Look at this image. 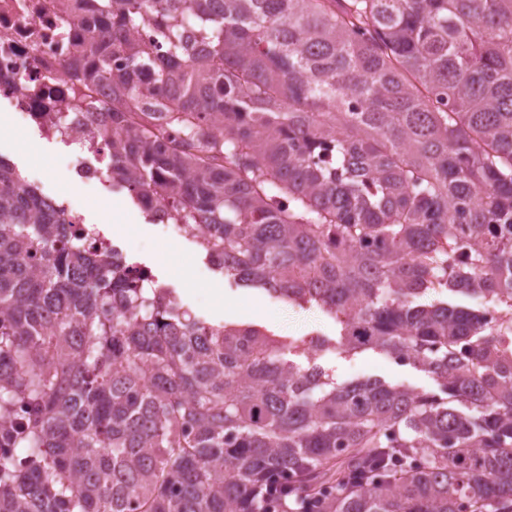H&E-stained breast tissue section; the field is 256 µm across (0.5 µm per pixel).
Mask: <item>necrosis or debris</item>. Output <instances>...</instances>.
Returning <instances> with one entry per match:
<instances>
[{
	"mask_svg": "<svg viewBox=\"0 0 512 512\" xmlns=\"http://www.w3.org/2000/svg\"><path fill=\"white\" fill-rule=\"evenodd\" d=\"M108 27L96 0H0V110L34 122L46 138L80 149L85 159L73 173L90 187L103 182V163L112 153V84L76 81L66 62L77 47L90 55L93 67L125 68L124 52L104 59L94 54ZM49 204L64 212L87 245L126 260L125 242L85 224L74 200L53 198Z\"/></svg>",
	"mask_w": 512,
	"mask_h": 512,
	"instance_id": "obj_1",
	"label": "necrosis or debris"
}]
</instances>
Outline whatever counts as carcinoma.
Returning a JSON list of instances; mask_svg holds the SVG:
<instances>
[{
	"label": "carcinoma",
	"mask_w": 512,
	"mask_h": 512,
	"mask_svg": "<svg viewBox=\"0 0 512 512\" xmlns=\"http://www.w3.org/2000/svg\"><path fill=\"white\" fill-rule=\"evenodd\" d=\"M110 48L112 122L162 114L186 147L113 134L112 187L152 221L160 189L236 285L442 395L338 384L326 339L199 320L0 156V512H512V321L448 301L512 309V0H112ZM138 41L141 46L148 47L155 56L166 54V45L163 42L159 29L152 23H143L137 32Z\"/></svg>",
	"instance_id": "cac0c4a2"
}]
</instances>
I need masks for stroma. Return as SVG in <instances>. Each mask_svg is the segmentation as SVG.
<instances>
[{
    "label": "stroma",
    "instance_id": "obj_1",
    "mask_svg": "<svg viewBox=\"0 0 512 512\" xmlns=\"http://www.w3.org/2000/svg\"><path fill=\"white\" fill-rule=\"evenodd\" d=\"M0 155L9 159L44 195L72 196L82 208L86 223L98 225L107 236L111 235L112 227L100 221V198L111 195L113 203L124 209L129 222L142 226L141 231L125 237L130 262L151 268L159 283L171 288L178 302L199 319L213 325H255L279 336L336 340L339 327L334 318L321 310L300 308L264 291L237 287L208 262L192 236L164 240L159 226L148 221L127 192L112 194L101 185L72 189L71 169L79 163V156L72 147L43 137L35 126L12 122L10 134L0 133ZM254 300L261 304L263 315L251 313L249 305ZM320 363L340 383L378 377L419 391L439 390L430 374L371 350L351 356L332 345L323 351Z\"/></svg>",
    "mask_w": 512,
    "mask_h": 512
}]
</instances>
